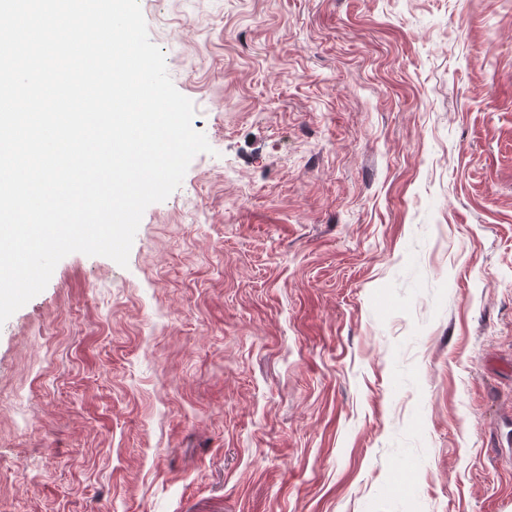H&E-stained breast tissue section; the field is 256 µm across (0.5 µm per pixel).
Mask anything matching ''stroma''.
I'll return each instance as SVG.
<instances>
[{"label":"stroma","mask_w":512,"mask_h":512,"mask_svg":"<svg viewBox=\"0 0 512 512\" xmlns=\"http://www.w3.org/2000/svg\"><path fill=\"white\" fill-rule=\"evenodd\" d=\"M211 150L0 325V512H512V0H140Z\"/></svg>","instance_id":"stroma-1"}]
</instances>
